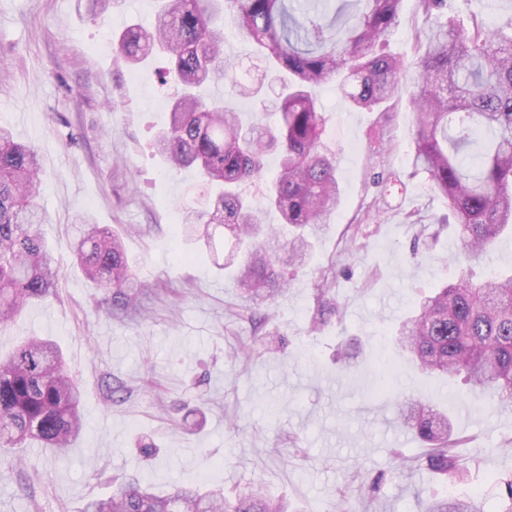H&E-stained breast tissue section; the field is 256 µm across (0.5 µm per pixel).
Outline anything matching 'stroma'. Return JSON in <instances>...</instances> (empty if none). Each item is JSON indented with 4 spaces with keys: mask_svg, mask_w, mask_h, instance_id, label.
<instances>
[{
    "mask_svg": "<svg viewBox=\"0 0 512 512\" xmlns=\"http://www.w3.org/2000/svg\"><path fill=\"white\" fill-rule=\"evenodd\" d=\"M511 13L512 0H448L449 17L468 27ZM155 16L153 0H119L97 24L88 0H0V125L39 155L42 232L62 270L56 299L0 326V354L30 336L57 340L83 386L86 423L66 455L0 456V512H81L132 473L158 492L194 479L213 489L257 480L289 512H426L445 494L499 512V483L512 478V452L501 448L512 440V408L397 357L393 392L447 412L468 440L467 475L453 482L425 468L395 472L393 449L413 456L424 445L397 424L393 400L373 391L388 337L462 267L455 227L429 237L447 208L412 168L407 99L382 114L353 107L336 81L315 88L341 198L309 265L273 305L264 351L244 365L232 354L253 341L239 317L246 303L182 224L201 181L195 170L165 167L154 146L170 118L161 64L129 66L112 44L127 22L149 28ZM424 24L420 0H402L388 52L413 63ZM224 53L274 96L273 73L229 21ZM79 216L123 233L153 287L144 318L119 322L98 308L99 291L73 265ZM325 271L336 275L340 313L314 333ZM115 377L133 395L113 405L103 389Z\"/></svg>",
    "mask_w": 512,
    "mask_h": 512,
    "instance_id": "1",
    "label": "stroma"
}]
</instances>
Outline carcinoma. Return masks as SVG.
Returning <instances> with one entry per match:
<instances>
[{
	"label": "carcinoma",
	"mask_w": 512,
	"mask_h": 512,
	"mask_svg": "<svg viewBox=\"0 0 512 512\" xmlns=\"http://www.w3.org/2000/svg\"><path fill=\"white\" fill-rule=\"evenodd\" d=\"M155 2L154 27L132 22L115 45L134 66L153 54L167 60L164 83L174 84L175 93L156 152L172 168H195L212 186L210 208L187 213L184 223L196 226L195 240L209 251L230 235L235 260L218 269L228 271L254 303H272L290 285L285 270L308 261L312 239L326 230L340 198L336 156L324 149L325 119L313 90L336 78L346 99L372 111L399 95L407 66L380 52V45L398 26L401 0H354V18L340 24L336 15L305 8L300 0ZM420 2L426 27L419 31L421 53L409 89L417 114L413 166L446 201L464 258L476 259L512 234V15L470 31L448 17L447 0ZM227 15L281 82L277 96L263 102L272 123L246 128L222 99L206 101L197 93L224 78L244 92L224 60ZM274 146L280 147V160L265 198L280 217L277 226L261 224V210L243 189L262 178ZM41 175L34 149L0 126V324L31 303L55 297L61 278L40 229ZM73 254L103 293L100 308L107 317L125 320L143 312L150 286L131 265L119 232L88 223ZM321 279L313 331L327 324L325 315L337 312L329 274ZM392 345L423 373L449 382L461 376L499 405H511L512 272L475 280L461 271L417 302ZM82 394L55 341L20 342L0 357V451L36 445L65 452L84 429ZM131 394L119 379L105 385L110 403ZM397 413V423L426 448L415 457L393 451L395 471L422 466L441 476L463 472V440L454 436L447 413L414 400L398 403ZM82 512H288V502L270 498L260 483L235 494L191 485L159 494L131 474L112 495L86 502ZM428 512L483 510L475 500L442 497Z\"/></svg>",
	"instance_id": "carcinoma-1"
}]
</instances>
